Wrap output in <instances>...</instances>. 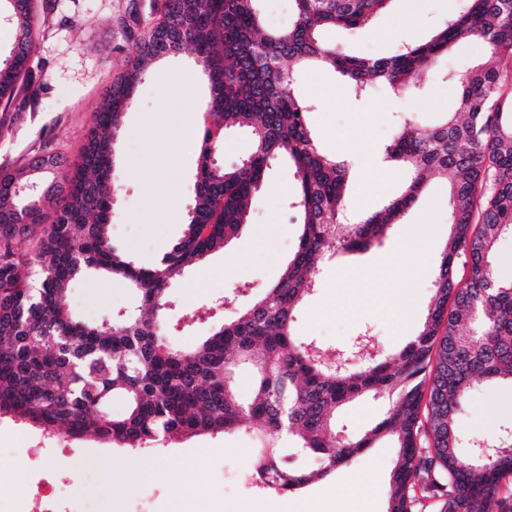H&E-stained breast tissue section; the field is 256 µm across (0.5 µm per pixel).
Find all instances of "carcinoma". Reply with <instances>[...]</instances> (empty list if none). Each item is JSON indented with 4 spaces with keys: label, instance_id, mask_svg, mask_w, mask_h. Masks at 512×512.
Returning <instances> with one entry per match:
<instances>
[{
    "label": "carcinoma",
    "instance_id": "cac0c4a2",
    "mask_svg": "<svg viewBox=\"0 0 512 512\" xmlns=\"http://www.w3.org/2000/svg\"><path fill=\"white\" fill-rule=\"evenodd\" d=\"M258 2L162 0L137 60L96 113L82 163L72 170L48 153L0 170V417L131 449L248 431L260 444L256 478L285 494L389 438L397 455L386 512H413L419 491L439 500L440 512H512V422L485 438L456 423L476 390L512 386V282L495 266L498 242L512 236V111H504L512 72L477 64L446 73L458 89L456 111L429 127L411 116L398 121L384 153L405 170V189L380 210L354 216L345 205L349 162L320 148L308 123L315 105L298 94L292 70L331 69L359 98L374 84L406 94L462 36L480 38L492 56L512 55V0H462L429 41L376 59L346 53L325 33L364 27L389 0H294L284 30L265 28ZM36 8L34 0H0L13 35L0 58L5 112L19 92H38L28 68ZM167 48L194 57L210 86L212 122L203 127L183 236L156 265L143 266L112 241L119 192L112 140L147 64ZM235 129L251 135L254 149L226 168L215 156ZM282 160L295 166L287 206L302 226L283 273L213 334L171 345L166 286L238 236ZM433 178L449 182L451 233L421 330L390 351L364 333L326 361L315 341L294 333L321 266L381 242ZM28 183L39 191H11ZM460 262L463 281L455 274ZM89 275L127 282L138 296L135 312L97 323L75 316L68 285ZM244 365L248 399L237 388ZM114 394L127 402L117 418L107 412ZM370 394L388 399L384 416L362 435L338 437L336 410ZM484 440L497 449L478 459Z\"/></svg>",
    "mask_w": 512,
    "mask_h": 512
}]
</instances>
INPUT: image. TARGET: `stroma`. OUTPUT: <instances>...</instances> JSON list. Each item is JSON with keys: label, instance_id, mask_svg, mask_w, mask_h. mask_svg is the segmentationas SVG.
Returning a JSON list of instances; mask_svg holds the SVG:
<instances>
[{"label": "stroma", "instance_id": "35a3bbf8", "mask_svg": "<svg viewBox=\"0 0 512 512\" xmlns=\"http://www.w3.org/2000/svg\"><path fill=\"white\" fill-rule=\"evenodd\" d=\"M51 12L38 16L39 35L31 60V75L43 88L36 106L0 112V169L15 168L29 157L52 153L69 164L81 161V149L94 115L112 79L137 54L139 36L152 17L155 0H50ZM455 0H391L370 24L359 30H339L334 40L355 55L388 56L405 43L427 40L434 27L455 9ZM493 62L512 69V59L490 58L484 42L461 37L442 63L454 70L466 64ZM299 93L315 108L308 115L319 146L328 153H345L349 146L382 149L391 140L397 116H413L432 125L440 112L452 111L455 86L439 72L423 74L413 92L396 96L377 87L354 99L342 79L328 72L298 73ZM209 88L189 52L166 56L152 65L131 100L114 141L113 177L120 192L112 212V238L140 264L151 265L182 236L191 207L199 166L200 139H183L186 123L203 125ZM165 110L161 127H145L147 113ZM172 187L175 206L163 195H147L154 176ZM384 192H377L368 174L354 172L349 180L350 210L383 206L400 193L406 174L391 167ZM295 184L294 169L281 164L268 175V189L251 207L250 222L237 240L205 257L203 265L169 286L174 305L170 342L178 347L210 335L231 319L281 275L294 250L300 227L293 224L285 198ZM427 224V238L407 240L411 225ZM448 185L430 182L402 222L394 225L381 244L364 252L346 253L326 267L317 289L301 308L295 323L298 336L312 339L329 354L349 346L363 331H371L385 350L400 347L417 335L434 285L437 265L449 237ZM406 249L411 267V295L405 311L392 310L385 298L387 280L377 274L398 249ZM249 257L238 272L236 255ZM245 290L231 292L235 282ZM70 306L88 322L133 309L135 294L127 283L85 276L69 288ZM512 419V387L476 394L458 421L466 433L488 436ZM256 442L251 435L208 434L179 438L162 445L160 460L173 475L191 470L193 480L180 495L144 475L132 462V452L86 436L68 440L66 449L52 445L40 432L0 418V470L20 472L24 490L43 474L55 476L57 493L67 497V479L74 458L90 455L97 463L85 477L93 495L84 497L75 512H246L261 503H297L308 498L314 512H386V492L396 450L389 440L338 469L323 480L282 495L258 487L252 476ZM368 492L359 495L357 485Z\"/></svg>", "mask_w": 512, "mask_h": 512}]
</instances>
